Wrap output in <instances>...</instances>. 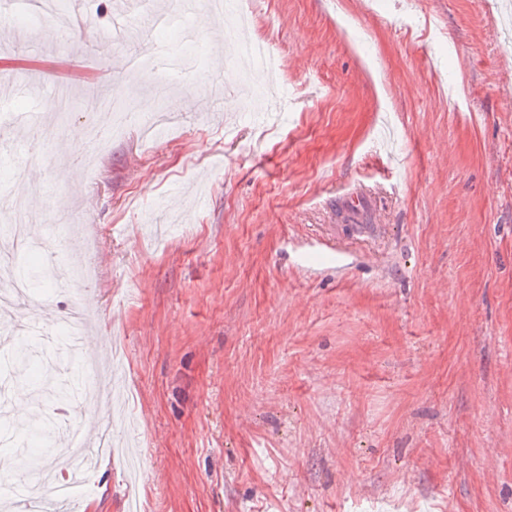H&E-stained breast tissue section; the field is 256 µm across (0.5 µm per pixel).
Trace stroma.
<instances>
[{
	"label": "stroma",
	"instance_id": "35a3bbf8",
	"mask_svg": "<svg viewBox=\"0 0 512 512\" xmlns=\"http://www.w3.org/2000/svg\"><path fill=\"white\" fill-rule=\"evenodd\" d=\"M281 61L244 82L210 20L157 38L171 83L131 76L114 0L18 30L0 199L41 240L13 261L36 308L25 341L57 363V319L86 308L121 344L114 453L66 512H512V23L501 0H249ZM90 14L96 30L83 29ZM96 83L133 114L96 174L57 166L82 98L33 115L60 83ZM210 104L202 118L197 105ZM43 147L10 155L19 130ZM360 200L351 209L349 200ZM96 241L84 298L58 283L71 236ZM65 428L76 397L33 399Z\"/></svg>",
	"mask_w": 512,
	"mask_h": 512
}]
</instances>
